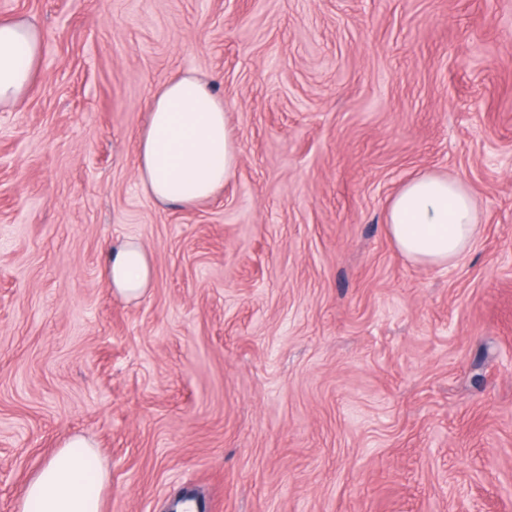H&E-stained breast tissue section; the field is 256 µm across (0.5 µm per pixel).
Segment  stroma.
Listing matches in <instances>:
<instances>
[{"label":"stroma","instance_id":"1","mask_svg":"<svg viewBox=\"0 0 512 512\" xmlns=\"http://www.w3.org/2000/svg\"><path fill=\"white\" fill-rule=\"evenodd\" d=\"M44 35L0 109V512L64 439L103 512H512V0H0ZM224 99L235 176L191 208L141 187L150 93ZM462 180L453 266L385 224ZM149 252L139 299L104 277ZM388 232L411 262L449 266L465 257L479 230L473 195L456 178L421 173L407 179L388 202ZM106 271L108 283L118 294L136 299L149 287L152 266L145 248L137 241H124L110 250Z\"/></svg>","mask_w":512,"mask_h":512}]
</instances>
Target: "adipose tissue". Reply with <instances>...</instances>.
Segmentation results:
<instances>
[{
  "instance_id": "obj_1",
  "label": "adipose tissue",
  "mask_w": 512,
  "mask_h": 512,
  "mask_svg": "<svg viewBox=\"0 0 512 512\" xmlns=\"http://www.w3.org/2000/svg\"><path fill=\"white\" fill-rule=\"evenodd\" d=\"M44 35L26 19L0 22V107L21 100L38 76ZM149 121L138 141L137 173L143 190L162 205L190 207L222 189L238 165L239 148L229 133L224 100L210 83L179 74L161 83L148 103ZM388 232L411 262L449 266L465 257L479 230L473 195L458 179L421 173L407 179L388 202ZM108 283L138 298L152 266L145 248L124 241L110 250ZM109 475L96 446L75 436L45 459L28 480L16 512H101Z\"/></svg>"
}]
</instances>
